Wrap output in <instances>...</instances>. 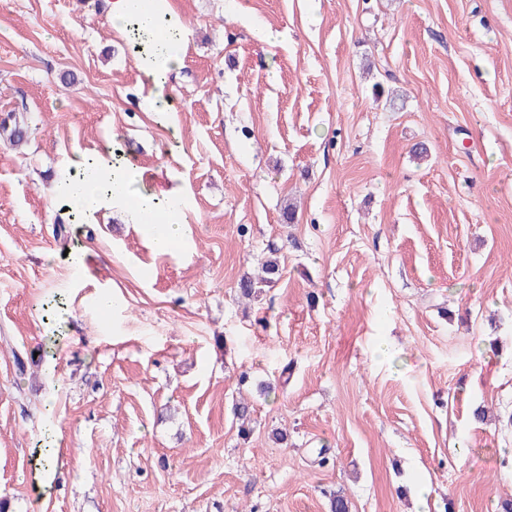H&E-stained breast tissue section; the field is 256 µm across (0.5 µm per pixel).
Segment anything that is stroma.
Here are the masks:
<instances>
[{"label": "stroma", "instance_id": "35a3bbf8", "mask_svg": "<svg viewBox=\"0 0 512 512\" xmlns=\"http://www.w3.org/2000/svg\"><path fill=\"white\" fill-rule=\"evenodd\" d=\"M168 3L182 65L160 89L107 0L0 11V118L29 127L0 142L6 512H329L340 490L350 512H496L512 0ZM96 156L130 202L182 199L180 251L117 207L59 212ZM272 249L279 280L242 298Z\"/></svg>", "mask_w": 512, "mask_h": 512}]
</instances>
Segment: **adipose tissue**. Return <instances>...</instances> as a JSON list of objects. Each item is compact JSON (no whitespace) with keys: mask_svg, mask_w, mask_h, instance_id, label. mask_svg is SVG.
Returning a JSON list of instances; mask_svg holds the SVG:
<instances>
[{"mask_svg":"<svg viewBox=\"0 0 512 512\" xmlns=\"http://www.w3.org/2000/svg\"><path fill=\"white\" fill-rule=\"evenodd\" d=\"M160 0H110L112 18L118 27L129 24L148 30H163L164 35L156 40L141 57V71L155 85L165 81L166 76L180 62L176 49V37L180 26L163 14ZM125 171L113 168L104 159L89 160L83 167L80 179L70 182L67 187L69 208L82 214L95 211L123 201L127 190ZM127 220L143 225L155 249L169 251L172 244L180 241L184 234L181 210L175 201H168L164 207L138 205L129 209Z\"/></svg>","mask_w":512,"mask_h":512,"instance_id":"obj_1","label":"adipose tissue"}]
</instances>
